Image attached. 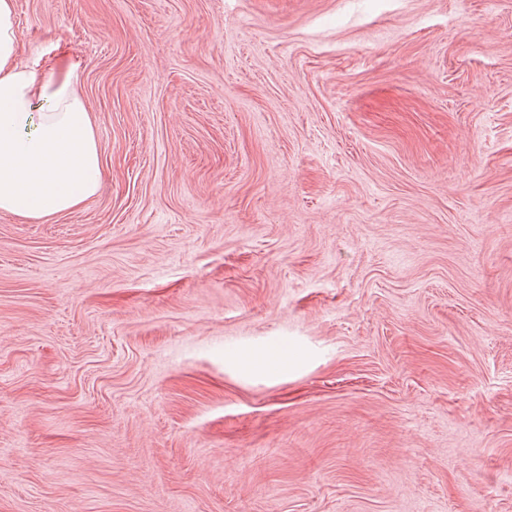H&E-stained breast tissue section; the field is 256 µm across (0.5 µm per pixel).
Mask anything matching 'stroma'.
Returning <instances> with one entry per match:
<instances>
[{
  "mask_svg": "<svg viewBox=\"0 0 512 512\" xmlns=\"http://www.w3.org/2000/svg\"><path fill=\"white\" fill-rule=\"evenodd\" d=\"M13 2L104 183L0 213V512H512V0ZM294 352L289 353L288 349L278 350L271 356L265 357L260 365L268 376H277L288 370V367L297 361Z\"/></svg>",
  "mask_w": 512,
  "mask_h": 512,
  "instance_id": "obj_1",
  "label": "stroma"
}]
</instances>
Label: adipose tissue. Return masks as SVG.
<instances>
[{"mask_svg":"<svg viewBox=\"0 0 512 512\" xmlns=\"http://www.w3.org/2000/svg\"><path fill=\"white\" fill-rule=\"evenodd\" d=\"M12 0H0V213L43 220L102 185L91 110L70 78L20 63Z\"/></svg>","mask_w":512,"mask_h":512,"instance_id":"ef3b65f1","label":"adipose tissue"}]
</instances>
